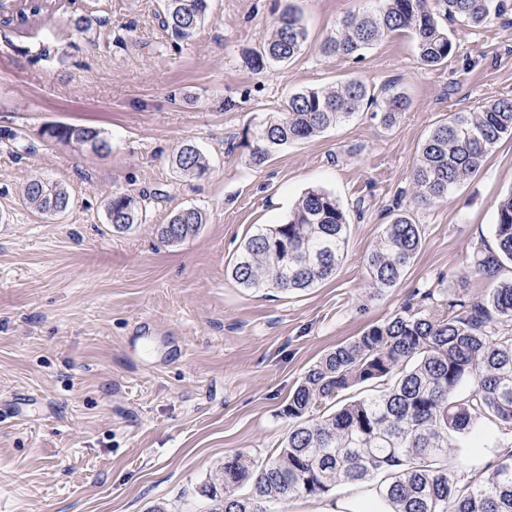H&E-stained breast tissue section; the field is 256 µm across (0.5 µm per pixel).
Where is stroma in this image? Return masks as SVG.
I'll return each mask as SVG.
<instances>
[{"mask_svg":"<svg viewBox=\"0 0 512 512\" xmlns=\"http://www.w3.org/2000/svg\"><path fill=\"white\" fill-rule=\"evenodd\" d=\"M506 3L482 26L447 23L456 50L428 67L406 32L355 60L320 52L343 16L379 0H209L186 42L162 27V0H46L24 21L31 0H10L0 16V512H210L202 488L226 455L280 451L283 408L324 354L404 305L433 313L486 294L471 263L493 245L497 206L512 193V139L428 205L414 202L411 172L449 113L512 96ZM288 4L306 48L252 69ZM83 14L95 22L79 33L70 21ZM350 78L405 93L408 109L389 127L358 112L251 165L256 125L290 94ZM58 125L97 129L111 148L49 137ZM188 140L209 162L203 177L171 165ZM34 176L65 186L66 212L25 206ZM312 188L332 193L350 224L335 276L299 292L238 286L226 269L241 243ZM115 193L146 198L145 221L125 233L107 219ZM187 207L205 216L199 233L164 243L159 225ZM399 212L422 225V246L377 293L365 258ZM143 321L166 360L146 346ZM497 436L487 427L481 461L459 438L452 473L492 470Z\"/></svg>","mask_w":512,"mask_h":512,"instance_id":"obj_1","label":"stroma"}]
</instances>
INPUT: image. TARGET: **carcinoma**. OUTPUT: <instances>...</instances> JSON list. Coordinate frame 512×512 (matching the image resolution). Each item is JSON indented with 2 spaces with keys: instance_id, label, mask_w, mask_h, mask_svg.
Masks as SVG:
<instances>
[{
  "instance_id": "1",
  "label": "carcinoma",
  "mask_w": 512,
  "mask_h": 512,
  "mask_svg": "<svg viewBox=\"0 0 512 512\" xmlns=\"http://www.w3.org/2000/svg\"><path fill=\"white\" fill-rule=\"evenodd\" d=\"M443 17L471 27L500 14L502 0H439ZM208 0H164L162 26L187 40L207 18ZM408 31L421 63L442 64L455 51L453 41L428 0H382L375 13H352L324 41L326 55L357 58L385 34ZM308 42L293 7L279 14L251 66L285 64ZM374 106L389 126L409 107L400 92L380 96L349 79L336 88H306L288 97L286 109L268 115L256 131L250 154L255 167L289 144L311 139ZM52 138L101 143L96 129L58 126ZM512 138V97L490 101L478 112H453L423 143L411 180L415 199L428 204L445 198L476 173L491 149ZM172 164L188 177H200L208 162L196 145H182ZM23 197L45 215L65 211L68 191L34 177ZM113 231L143 223V208L132 195L116 193L106 203ZM204 223L196 208H184L159 234L169 243L195 235ZM496 245L479 249L476 271L496 279L512 265V192L497 210ZM349 224L329 192L311 189L299 197L288 220L265 224L241 245L227 273L242 288L303 291L335 275L348 242ZM422 226L397 213L367 257L369 287H394L422 246ZM512 279L502 280L480 301H450L437 313L405 307L352 340L336 346L312 365L288 397L284 416L292 422L279 453L254 460L242 452L224 459L203 492L212 512H272L271 506L297 497L321 498L339 485L387 475L383 496L394 512H512ZM361 385L370 393L345 403L340 398ZM491 422L507 449L488 473L458 477L448 472L455 438L478 436ZM222 494H217V490Z\"/></svg>"
}]
</instances>
